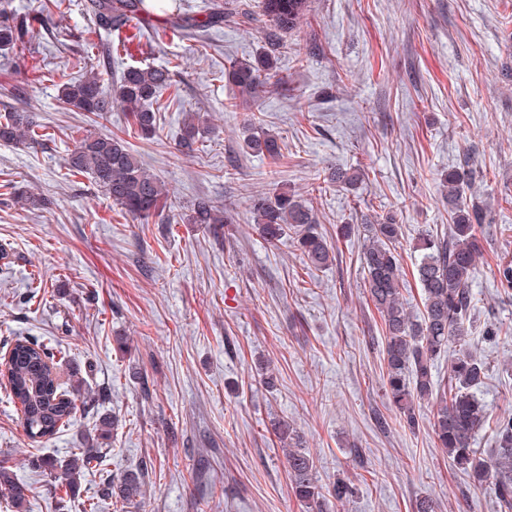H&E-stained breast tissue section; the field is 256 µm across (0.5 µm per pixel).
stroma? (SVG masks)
<instances>
[{
  "instance_id": "stroma-1",
  "label": "stroma",
  "mask_w": 512,
  "mask_h": 512,
  "mask_svg": "<svg viewBox=\"0 0 512 512\" xmlns=\"http://www.w3.org/2000/svg\"><path fill=\"white\" fill-rule=\"evenodd\" d=\"M34 2L11 0L30 34L22 50L0 53V110L33 112L48 134L28 150L0 144V349L19 336L61 345L90 398L55 439L34 443L0 389V461L29 486L26 512H81L80 498L30 461L67 458L106 414L109 451L82 475L81 493L150 462L137 512H314L289 485L273 429L282 419L323 485L355 484L344 512H415L425 496L439 512H498L429 427L400 426L382 388L383 325L363 293L361 242L337 238L336 227L386 215L401 224L403 296L420 315L412 246L424 230L446 232L441 174L475 150L476 188L492 209L472 283L474 326L512 327V296L494 279L499 256L512 252V0H311L259 93L280 137L277 165L242 152L249 112L230 107L224 84L232 59L261 51L257 25L211 28L203 53L145 26L137 48L113 56L116 71L175 69V92L156 104L159 136L146 142L128 113L96 122L58 99L60 84L97 70L89 44L112 43L90 0H70L46 21ZM187 112L211 128L190 156L178 149ZM86 129L131 142L166 186L161 215L134 220L89 176L68 175L66 154ZM350 165L362 172L355 188L315 192L329 168ZM278 181L309 198L336 246L334 265L308 268L292 239L260 237L245 193ZM16 187L48 207L20 209ZM200 197L232 216L220 235L181 223ZM482 353L478 396L497 413L512 407V340ZM268 359L270 387L260 370Z\"/></svg>"
}]
</instances>
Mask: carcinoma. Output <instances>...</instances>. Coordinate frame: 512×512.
Segmentation results:
<instances>
[{"label": "carcinoma", "mask_w": 512, "mask_h": 512, "mask_svg": "<svg viewBox=\"0 0 512 512\" xmlns=\"http://www.w3.org/2000/svg\"><path fill=\"white\" fill-rule=\"evenodd\" d=\"M310 0H258L264 51L252 58L237 59L224 71L226 83L237 92L254 97L261 78L275 71L276 53L284 45L288 32L297 27ZM96 24L122 37L133 21L153 15L146 0H91ZM229 18L243 23L254 21L250 0L217 4L203 20L178 13L170 18L169 31L193 36L221 25ZM29 34L10 4L0 5V50H13ZM173 73L165 67L128 66L113 83V93L102 90L101 73H90L60 85V100L74 112L98 118L119 107L132 120L134 134L146 140L159 133V122L151 104L173 86ZM39 124L34 113L13 110L0 115V143L18 148L38 144ZM244 139L247 151L273 161L282 157L278 134L269 129L263 118L251 113ZM209 131L198 113H193L179 143L180 150L193 151L200 135ZM68 170L91 176L94 184L125 214L146 221L163 210L166 191L159 177L141 161L130 143L112 133H92L76 139L67 161ZM476 168L472 158L462 156L456 167L443 176V191L448 199V236L420 235L416 245L419 259L416 275L423 292V312L411 314L403 299L400 254L397 244L401 225L387 219L374 224H341L337 235L362 237L360 261L365 270L364 288L381 314L385 327L383 350V386L391 406L408 427L419 425L416 403L436 399V409L429 419L436 447L448 452V462L463 470L473 487L486 490L501 512H512V409L492 413L477 397L486 379L487 367L477 345L472 341L476 296L471 288L477 259L482 250L478 228L488 203L473 194ZM360 170L337 169L326 174L313 188L321 192L337 184L352 186ZM14 200L26 210H40L48 199L31 191H17ZM253 223L261 227L270 245L282 238L296 240L303 262L322 269L336 259L332 243L317 231L313 206L298 195L275 184L269 193L248 195ZM231 215L209 198L195 200L187 224H204L213 231L228 223ZM496 277L505 295H512V255L505 254L496 265ZM512 338V329L497 323L487 325L482 340L486 343ZM448 353L447 388L439 389L434 380L435 362ZM67 352L61 346H49L30 336H20L12 344L7 372L8 399L20 408L24 430L32 441H49L69 423L76 408L72 392H81L84 380L72 374L73 390L58 376L55 365L64 361ZM493 427L496 448L486 456L475 448L477 434ZM286 455L291 487L295 497L329 512V503L345 506L355 488L338 482L324 488L317 477V465L307 449L301 447L296 430L287 422L278 426ZM102 449L87 441V447L65 460L42 457L36 468L65 486L73 496H80V473L101 458ZM148 466L129 470L118 477L105 478L94 494L83 503L84 512H98L106 501L131 504L145 493ZM0 486L10 492L15 512H24L29 487L19 483L10 467L0 464Z\"/></svg>", "instance_id": "cac0c4a2"}]
</instances>
